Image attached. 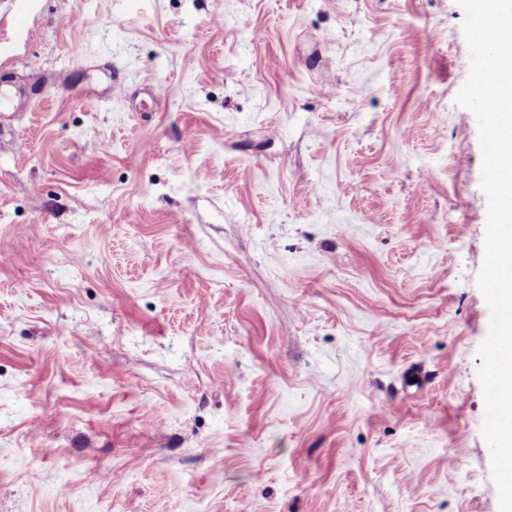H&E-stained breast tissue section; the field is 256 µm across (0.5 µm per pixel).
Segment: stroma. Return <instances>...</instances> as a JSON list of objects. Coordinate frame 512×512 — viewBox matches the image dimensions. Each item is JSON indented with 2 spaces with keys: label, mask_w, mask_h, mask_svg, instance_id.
<instances>
[{
  "label": "stroma",
  "mask_w": 512,
  "mask_h": 512,
  "mask_svg": "<svg viewBox=\"0 0 512 512\" xmlns=\"http://www.w3.org/2000/svg\"><path fill=\"white\" fill-rule=\"evenodd\" d=\"M455 0H0V512H498Z\"/></svg>",
  "instance_id": "1"
}]
</instances>
